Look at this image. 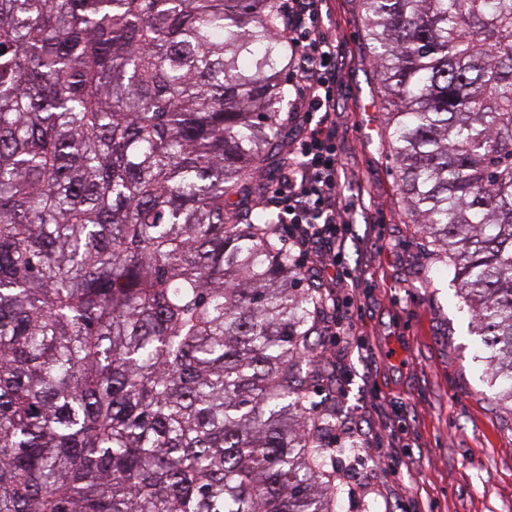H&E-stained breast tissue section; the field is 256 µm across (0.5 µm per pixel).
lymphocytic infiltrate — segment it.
<instances>
[{
  "label": "lymphocytic infiltrate",
  "instance_id": "f902f5d3",
  "mask_svg": "<svg viewBox=\"0 0 512 512\" xmlns=\"http://www.w3.org/2000/svg\"><path fill=\"white\" fill-rule=\"evenodd\" d=\"M288 15V40L294 48L289 82L297 86L295 111L306 126L294 162L272 190L270 204L288 226V248L308 252L325 245L328 271L341 267L349 239L347 215L358 199L341 204L346 177L336 155V39L322 19L324 0H283Z\"/></svg>",
  "mask_w": 512,
  "mask_h": 512
}]
</instances>
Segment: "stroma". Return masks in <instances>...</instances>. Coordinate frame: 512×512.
Returning a JSON list of instances; mask_svg holds the SVG:
<instances>
[{
  "instance_id": "35a3bbf8",
  "label": "stroma",
  "mask_w": 512,
  "mask_h": 512,
  "mask_svg": "<svg viewBox=\"0 0 512 512\" xmlns=\"http://www.w3.org/2000/svg\"><path fill=\"white\" fill-rule=\"evenodd\" d=\"M336 30V152L364 204L350 216L344 271L325 252L297 264L328 297L326 368L315 402L356 425L359 448L329 450L336 512H512V410L494 399L472 312L404 211L381 88L357 0H328Z\"/></svg>"
}]
</instances>
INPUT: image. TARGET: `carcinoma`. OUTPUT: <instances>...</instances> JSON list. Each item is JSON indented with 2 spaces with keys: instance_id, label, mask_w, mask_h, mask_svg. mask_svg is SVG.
Masks as SVG:
<instances>
[{
  "instance_id": "cac0c4a2",
  "label": "carcinoma",
  "mask_w": 512,
  "mask_h": 512,
  "mask_svg": "<svg viewBox=\"0 0 512 512\" xmlns=\"http://www.w3.org/2000/svg\"><path fill=\"white\" fill-rule=\"evenodd\" d=\"M410 220L512 408V0H358ZM278 0H0V512H335Z\"/></svg>"
}]
</instances>
